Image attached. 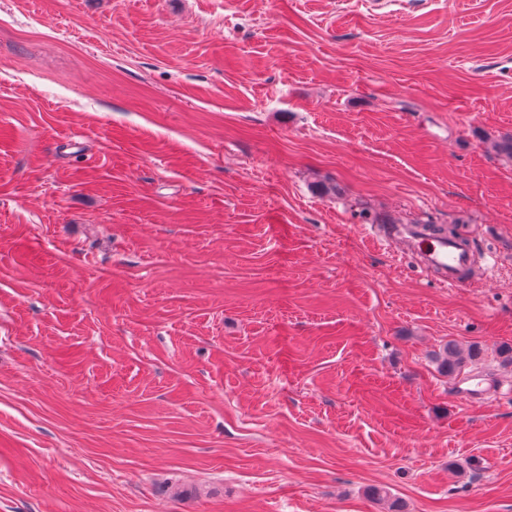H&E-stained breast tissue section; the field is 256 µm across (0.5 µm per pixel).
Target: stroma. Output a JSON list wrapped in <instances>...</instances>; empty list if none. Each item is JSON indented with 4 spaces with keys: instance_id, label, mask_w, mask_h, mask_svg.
<instances>
[{
    "instance_id": "stroma-1",
    "label": "stroma",
    "mask_w": 512,
    "mask_h": 512,
    "mask_svg": "<svg viewBox=\"0 0 512 512\" xmlns=\"http://www.w3.org/2000/svg\"><path fill=\"white\" fill-rule=\"evenodd\" d=\"M509 133L512 0H0V512H512ZM376 236L405 250L418 253L425 272L439 275V283L452 288L472 284L470 273L474 252L447 235L421 234L412 224L375 225ZM478 353V351L472 349L469 350L467 356H464L457 351L455 346L448 344L443 350V354L440 356V368L448 374H455L462 370L467 360L471 362L475 360Z\"/></svg>"
}]
</instances>
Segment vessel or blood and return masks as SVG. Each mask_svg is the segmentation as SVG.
I'll list each match as a JSON object with an SVG mask.
<instances>
[{
    "label": "vessel or blood",
    "mask_w": 512,
    "mask_h": 512,
    "mask_svg": "<svg viewBox=\"0 0 512 512\" xmlns=\"http://www.w3.org/2000/svg\"><path fill=\"white\" fill-rule=\"evenodd\" d=\"M376 231L381 241L416 251L422 269L438 274L442 285L452 288L471 285L469 272L473 252L461 246L456 239L446 235L422 234L410 224H380Z\"/></svg>",
    "instance_id": "b4317fda"
}]
</instances>
